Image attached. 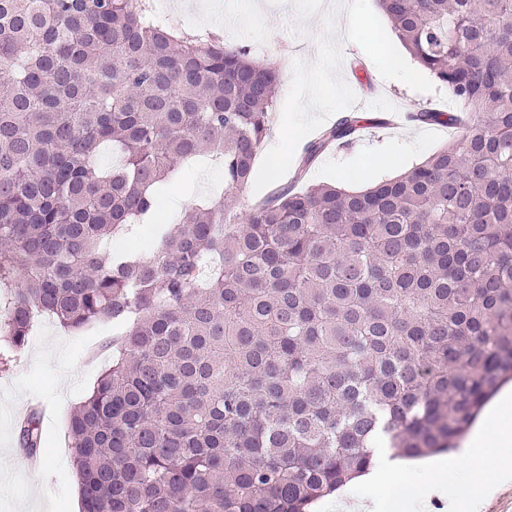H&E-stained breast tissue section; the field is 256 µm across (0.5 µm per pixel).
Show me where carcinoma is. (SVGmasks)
<instances>
[{
	"instance_id": "cac0c4a2",
	"label": "carcinoma",
	"mask_w": 512,
	"mask_h": 512,
	"mask_svg": "<svg viewBox=\"0 0 512 512\" xmlns=\"http://www.w3.org/2000/svg\"><path fill=\"white\" fill-rule=\"evenodd\" d=\"M379 3L460 108L419 118L470 122L365 189L298 187L351 113L242 213L277 70L146 0H0V365L43 315L125 328L69 418L81 512H307L381 443L454 451L512 380V0ZM205 156L224 195L159 221ZM140 224L148 255L113 249Z\"/></svg>"
}]
</instances>
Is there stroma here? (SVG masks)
Returning <instances> with one entry per match:
<instances>
[{
  "instance_id": "1",
  "label": "stroma",
  "mask_w": 512,
  "mask_h": 512,
  "mask_svg": "<svg viewBox=\"0 0 512 512\" xmlns=\"http://www.w3.org/2000/svg\"><path fill=\"white\" fill-rule=\"evenodd\" d=\"M220 17L207 31L245 47L261 63L280 68L274 132L265 141L255 171L236 192L247 210L289 181L292 166L315 130L350 113L376 119L383 113L448 109L450 100L431 74L397 39L377 0H221ZM356 14L358 31L343 28ZM409 64L412 77L396 69ZM293 121L288 149L271 165L268 152L286 121ZM453 132L437 124L410 121L398 128L355 137L322 155L308 178L354 188L396 176L448 142ZM180 208L224 191L216 165L204 164L180 186ZM112 327L95 324L78 333L42 319L8 369H0V512H74L78 499L71 466L68 420L73 407L109 362ZM43 407L46 456L30 469L18 443L16 418L34 404Z\"/></svg>"
}]
</instances>
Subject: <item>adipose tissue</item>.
<instances>
[{
	"label": "adipose tissue",
	"instance_id": "adipose-tissue-1",
	"mask_svg": "<svg viewBox=\"0 0 512 512\" xmlns=\"http://www.w3.org/2000/svg\"><path fill=\"white\" fill-rule=\"evenodd\" d=\"M475 438L491 440L492 453L467 452L424 467L392 456L389 449H377L372 481L401 483V491L387 499L355 504L340 500L339 512H432L436 500L443 502L444 512H483L494 491L512 482V396L504 397L486 421L478 424Z\"/></svg>",
	"mask_w": 512,
	"mask_h": 512
}]
</instances>
